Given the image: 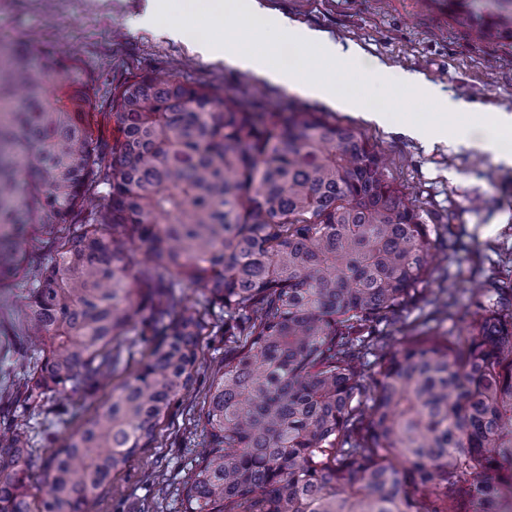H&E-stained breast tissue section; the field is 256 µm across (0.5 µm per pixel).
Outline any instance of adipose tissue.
<instances>
[{"label": "adipose tissue", "mask_w": 512, "mask_h": 512, "mask_svg": "<svg viewBox=\"0 0 512 512\" xmlns=\"http://www.w3.org/2000/svg\"><path fill=\"white\" fill-rule=\"evenodd\" d=\"M272 27L276 32L275 38L262 39L252 31L239 29L226 34L223 40L212 42L206 51L211 55H224L233 65L251 71L258 78L283 84L302 97L316 98L348 112H364L361 101L340 94L335 82L324 74L323 68L335 64H359L365 69L372 86L382 88L399 83L421 95L440 98L442 112H473L472 121L456 129L455 141L493 153L495 162L512 165V155L495 151L498 138L512 134V113L491 106L477 110L467 100L441 98L438 87L422 75L399 71L379 59L365 57L358 46L333 40L324 32L296 25L288 18H273ZM284 39L317 50L322 62L321 69L288 72L275 67L273 59Z\"/></svg>", "instance_id": "1"}]
</instances>
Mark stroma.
<instances>
[{
  "label": "stroma",
  "mask_w": 512,
  "mask_h": 512,
  "mask_svg": "<svg viewBox=\"0 0 512 512\" xmlns=\"http://www.w3.org/2000/svg\"><path fill=\"white\" fill-rule=\"evenodd\" d=\"M270 17L359 45L390 67L417 72L444 95L493 105L512 113V39L471 40L459 28L444 0H262ZM207 0H0V50L30 44L33 54L52 48L76 59L95 79L99 99L125 79L168 73L191 84L219 89L264 90L262 108L295 105L325 113L327 119L361 131L385 156L390 175L415 204L432 233L454 242L431 290L446 287L445 273L474 270L478 281L512 284V166L465 145L433 146L400 131L403 116L429 122L436 102L402 87L384 95L392 120L377 126L324 104L301 99L285 88L204 59L200 43L223 36L211 23ZM187 28L188 38L172 40L170 24ZM211 325L202 338V368L191 391L160 426L155 447L138 454L113 478L88 512H182L180 492L197 461L203 439L197 419L211 374L224 357V314L211 308ZM111 388L85 394L65 392L48 400V409L67 404L65 420L43 429L39 419L17 414L30 437L29 493L39 503L50 440H63L81 418L103 407Z\"/></svg>",
  "instance_id": "stroma-1"
}]
</instances>
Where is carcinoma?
<instances>
[{
	"label": "carcinoma",
	"mask_w": 512,
	"mask_h": 512,
	"mask_svg": "<svg viewBox=\"0 0 512 512\" xmlns=\"http://www.w3.org/2000/svg\"><path fill=\"white\" fill-rule=\"evenodd\" d=\"M448 9L475 41L512 39V0L490 21L471 0ZM105 105L110 145L92 128ZM23 225L49 249L12 302L23 402L123 377L52 452L38 512H87L157 442L211 305L233 346L183 512H512V287L438 332L455 301L424 288L436 240L355 127L175 75H136L102 103L77 62L1 51L0 227ZM15 267L1 233L0 274ZM416 306L431 310L407 321ZM140 312L154 339L133 367L121 351ZM28 445L0 412V512H33Z\"/></svg>",
	"instance_id": "obj_1"
}]
</instances>
